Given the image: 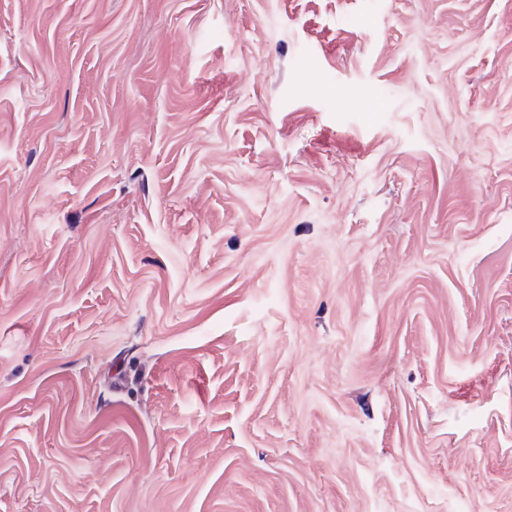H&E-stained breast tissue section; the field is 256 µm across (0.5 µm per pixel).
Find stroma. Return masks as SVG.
<instances>
[{"instance_id": "35a3bbf8", "label": "stroma", "mask_w": 512, "mask_h": 512, "mask_svg": "<svg viewBox=\"0 0 512 512\" xmlns=\"http://www.w3.org/2000/svg\"><path fill=\"white\" fill-rule=\"evenodd\" d=\"M0 512H512V0H0Z\"/></svg>"}]
</instances>
